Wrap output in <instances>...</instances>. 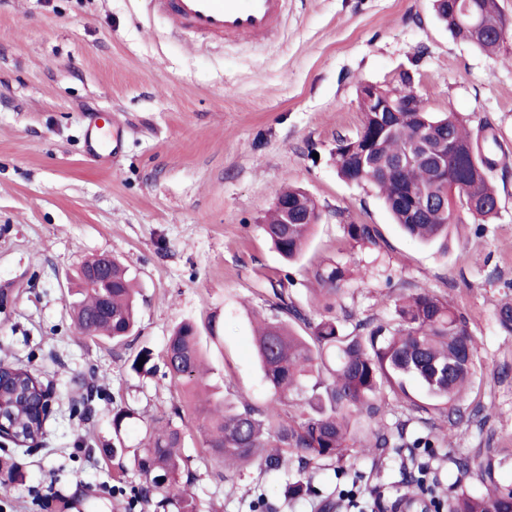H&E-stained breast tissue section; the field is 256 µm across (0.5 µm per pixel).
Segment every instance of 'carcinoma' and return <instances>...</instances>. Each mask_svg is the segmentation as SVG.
I'll list each match as a JSON object with an SVG mask.
<instances>
[{
  "label": "carcinoma",
  "mask_w": 512,
  "mask_h": 512,
  "mask_svg": "<svg viewBox=\"0 0 512 512\" xmlns=\"http://www.w3.org/2000/svg\"><path fill=\"white\" fill-rule=\"evenodd\" d=\"M469 2L482 30L473 47L488 54L497 52L509 33L498 0ZM427 125L445 135L435 144L438 160L434 165L413 153ZM336 142L337 173L346 181L377 187L395 223L410 237L437 245L444 255L452 228L468 219L480 226L498 216L499 197L490 172L509 171L508 153L487 120L479 123L473 136L454 112H365L356 136H340ZM421 197L433 200L424 213L412 210L410 204L411 199ZM277 199L299 203L302 223H284L275 203L262 231L285 260L293 261L302 254L321 213L301 187H290ZM347 233L354 240L376 239V230L368 224H350ZM100 263L101 258L95 257L82 262L76 271L75 326L82 336H101L122 344L136 325L132 278L113 260L109 268L112 287L104 288L91 277ZM312 278L318 285L314 292L321 312L303 313L288 291L291 280L282 281L271 288L269 315L261 319L253 336L274 404L261 408L229 403L213 393L209 407L199 416L206 452L224 463L226 479L256 462L267 471H279L287 456L296 459L301 470L314 460L338 463L353 451L357 435L363 432L366 449L377 458L406 452L423 460L435 454L445 438L425 428L427 421L422 418L418 419L422 429L413 427L412 415L373 427L382 419L390 397L406 403L412 413L434 410L450 424L463 419L459 401L461 392L473 384L477 350L463 315L448 301L422 291L399 300L390 322L355 320L346 311L338 316L335 305L343 291L344 270L318 267ZM142 358L145 362L139 367ZM202 359L196 326L180 324L166 343L165 374L192 385L195 391L204 389ZM130 369L138 374L156 371L152 352L139 351ZM0 370L15 383H39L24 365L0 362ZM411 382L420 386L424 400L412 397ZM0 395L6 397L15 428L43 430L40 390L26 400L14 399L7 387ZM285 404L291 410H284ZM182 444L179 428L169 421L157 422L146 431L143 448L134 453L139 483L104 485L101 492L126 499L128 512L144 506L164 512L174 504L178 512H196L195 497L187 489L191 476H186L183 485L178 481ZM494 452L479 448L471 458L453 459L461 475L476 473L487 494L457 491L448 498V512H512V487L498 484ZM286 493L290 498H322L326 490L309 479H298L288 483Z\"/></svg>",
  "instance_id": "1"
}]
</instances>
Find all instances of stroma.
Here are the masks:
<instances>
[{"label": "stroma", "mask_w": 512, "mask_h": 512, "mask_svg": "<svg viewBox=\"0 0 512 512\" xmlns=\"http://www.w3.org/2000/svg\"><path fill=\"white\" fill-rule=\"evenodd\" d=\"M410 71L429 112L458 113L469 127L490 120L512 148V34L484 54L454 39L432 0H288L278 34L261 46L216 44L149 16L143 0H0V361L28 366L50 385L52 412L39 448L16 449L23 483L0 485V512H127L102 485L136 479L132 452L159 417L184 435V466L196 480L197 512H322L318 499L288 498L307 476L338 491V470L361 473L383 507L422 493L406 486V458L365 453L299 472L251 465L233 481L203 449L197 399L162 373L130 369L136 354L161 359L178 324H196L226 397L263 406L270 393L253 350L252 321L268 310L270 283L293 280L296 303L313 313L310 272L350 273L341 305L355 319L386 322L398 298L428 291L452 300L475 337L476 378L462 421L430 414L438 448L435 490L460 475L449 457L495 448L496 479L512 485V335L496 323L512 299V176L500 212L475 234L453 229L447 255L407 237L378 189L341 179L332 153L363 114L358 87H393ZM124 130L119 155L102 167L84 154L93 114ZM322 211L299 261L290 264L261 224L287 184ZM351 224L376 228V243L351 239ZM109 254L135 275L137 334L116 346L76 333L67 279L85 258ZM215 331H208V324ZM135 411L115 435L116 408Z\"/></svg>", "instance_id": "35a3bbf8"}]
</instances>
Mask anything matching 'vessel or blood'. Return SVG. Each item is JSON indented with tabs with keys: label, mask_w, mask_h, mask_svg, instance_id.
<instances>
[{
	"label": "vessel or blood",
	"mask_w": 512,
	"mask_h": 512,
	"mask_svg": "<svg viewBox=\"0 0 512 512\" xmlns=\"http://www.w3.org/2000/svg\"><path fill=\"white\" fill-rule=\"evenodd\" d=\"M149 10L171 23L172 34L192 31L218 41L261 45L275 35L284 21L288 0H147ZM121 138L120 132L86 131V150L107 166Z\"/></svg>",
	"instance_id": "1"
}]
</instances>
